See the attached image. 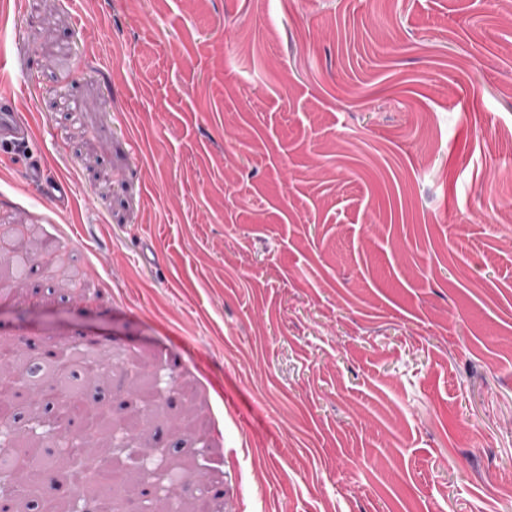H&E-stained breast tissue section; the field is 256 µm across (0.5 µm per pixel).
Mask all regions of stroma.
Wrapping results in <instances>:
<instances>
[{"label": "stroma", "instance_id": "1", "mask_svg": "<svg viewBox=\"0 0 512 512\" xmlns=\"http://www.w3.org/2000/svg\"><path fill=\"white\" fill-rule=\"evenodd\" d=\"M0 52V250L60 258L0 341L175 377L144 440L218 512H512L499 0H0ZM0 147L4 151V146L15 147L19 143L28 140L25 139L27 135L28 121L18 112H13L9 109L1 110L0 106Z\"/></svg>", "mask_w": 512, "mask_h": 512}]
</instances>
